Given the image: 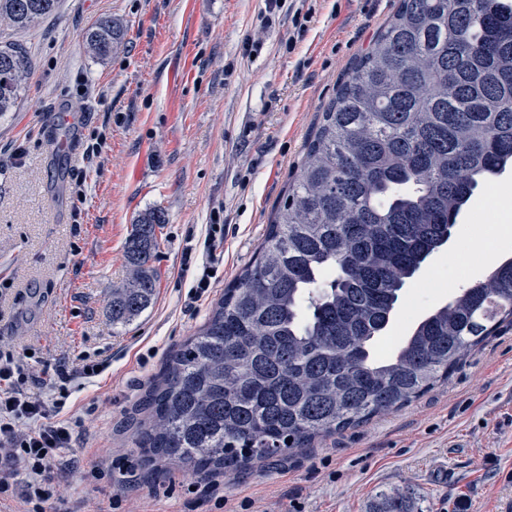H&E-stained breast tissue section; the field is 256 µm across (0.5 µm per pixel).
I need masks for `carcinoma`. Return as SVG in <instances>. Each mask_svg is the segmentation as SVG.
Wrapping results in <instances>:
<instances>
[{
  "mask_svg": "<svg viewBox=\"0 0 512 512\" xmlns=\"http://www.w3.org/2000/svg\"><path fill=\"white\" fill-rule=\"evenodd\" d=\"M60 0H0L27 28ZM124 30L101 19L88 51L105 59ZM19 44L0 46V113L29 74ZM512 161V0H398L321 112L253 262L146 392L138 449L158 477L207 476L308 448L398 410L445 382L512 323V258L419 321L376 357L406 280L448 242L479 184ZM165 215L141 216L126 242L128 282L112 323L151 304L149 262ZM370 512H415L400 490Z\"/></svg>",
  "mask_w": 512,
  "mask_h": 512,
  "instance_id": "carcinoma-1",
  "label": "carcinoma"
}]
</instances>
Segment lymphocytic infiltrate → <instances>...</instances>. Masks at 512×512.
<instances>
[{"instance_id":"obj_1","label":"lymphocytic infiltrate","mask_w":512,"mask_h":512,"mask_svg":"<svg viewBox=\"0 0 512 512\" xmlns=\"http://www.w3.org/2000/svg\"><path fill=\"white\" fill-rule=\"evenodd\" d=\"M224 226L213 222L203 243L207 258L193 275L188 295L205 296L222 258ZM72 372L55 363L41 376L31 374L24 355L0 349V496L17 497L18 512H50L54 490L52 469H65L58 451L70 447L73 432L61 414L70 396Z\"/></svg>"}]
</instances>
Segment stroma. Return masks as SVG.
I'll return each mask as SVG.
<instances>
[{
    "label": "stroma",
    "mask_w": 512,
    "mask_h": 512,
    "mask_svg": "<svg viewBox=\"0 0 512 512\" xmlns=\"http://www.w3.org/2000/svg\"><path fill=\"white\" fill-rule=\"evenodd\" d=\"M397 3L286 0L267 27L264 0H60L35 27H0V41L23 44L31 62L17 106L0 114V346L72 370L111 361L76 380L63 411L79 435L62 451L73 463L61 478L64 512H369L376 494L397 489L422 512H512V326L408 406L225 479L220 509L208 479L145 478L128 423L167 357L253 262L323 108ZM299 13L310 16L301 33ZM105 17L125 38L99 60L81 35ZM64 113L78 118L74 146L53 156L46 131ZM96 142L100 156H88ZM503 185L512 173L476 190L448 242L407 280L377 353L395 352L421 319L512 258V246L490 255L478 243L512 215ZM217 208L224 264L194 302L183 261L200 264ZM153 209L166 216L156 292L116 326L124 246ZM437 278L444 287L429 288ZM104 456L111 468H97Z\"/></svg>",
    "instance_id": "stroma-1"
}]
</instances>
